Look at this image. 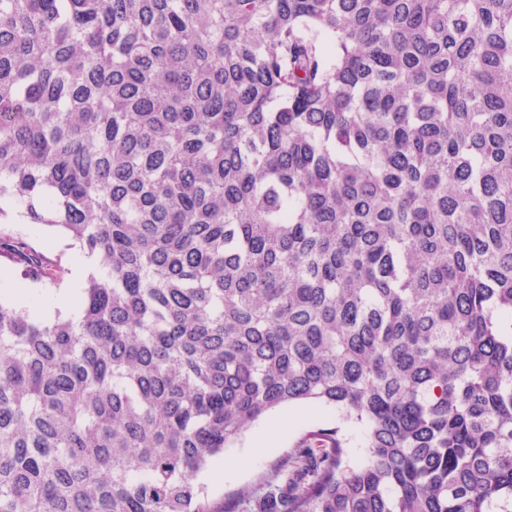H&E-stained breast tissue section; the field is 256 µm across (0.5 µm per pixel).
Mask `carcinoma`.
I'll use <instances>...</instances> for the list:
<instances>
[{"label":"carcinoma","mask_w":512,"mask_h":512,"mask_svg":"<svg viewBox=\"0 0 512 512\" xmlns=\"http://www.w3.org/2000/svg\"><path fill=\"white\" fill-rule=\"evenodd\" d=\"M15 201L107 276L0 302V512H233L309 400L368 461L311 431L256 512H512V0H0ZM12 296L21 305L30 310V312L38 317L51 318L59 310L72 311L73 298L72 296H41L29 288L23 286L10 284L6 288ZM305 405H312L313 409L300 419L297 420V415L294 413L285 412L276 415L264 427L256 430L252 438L253 448H248L251 433L263 425L271 415L278 410L292 409ZM290 427L291 429L288 434ZM318 428H338L340 435L347 442V465L363 466L366 463L367 428L365 423L344 420L342 412L334 405L296 403L289 406H281L274 408V410L272 409V411L253 422L236 440L230 443L227 448H224L223 454L214 458L208 468L199 474L198 481L204 483L208 500L213 503H220L224 501V497L236 495L241 491H245L247 495L262 490L276 477L277 468L283 455L293 451L295 449L294 446L301 441L307 432ZM287 434L286 440L277 448H274L278 440ZM254 448H263L265 450L261 453L255 452L249 464V457L247 456L240 457L233 462L234 467H243L248 464L247 467L233 469L224 476V462L222 461L216 465L215 472L219 476H224V480L215 482L209 478V472L217 459L222 457L230 458L251 451Z\"/></svg>","instance_id":"carcinoma-1"}]
</instances>
